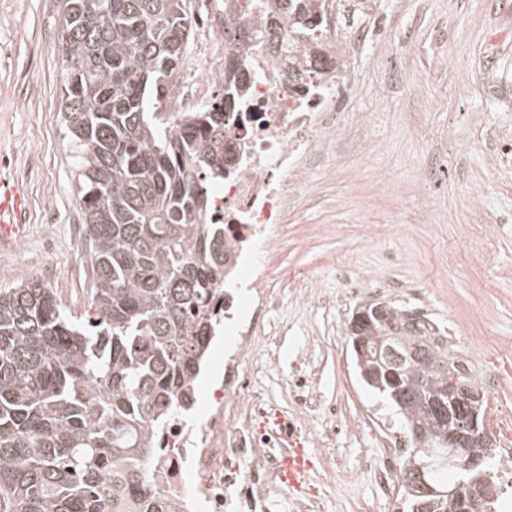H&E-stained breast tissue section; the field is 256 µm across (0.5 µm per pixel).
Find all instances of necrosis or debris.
<instances>
[{
  "instance_id": "obj_1",
  "label": "necrosis or debris",
  "mask_w": 512,
  "mask_h": 512,
  "mask_svg": "<svg viewBox=\"0 0 512 512\" xmlns=\"http://www.w3.org/2000/svg\"><path fill=\"white\" fill-rule=\"evenodd\" d=\"M320 33L301 54L289 53L285 41L267 42L254 50L253 65L245 70L246 92L238 106L243 120L231 135L236 164L214 191L210 221L224 228L230 275L250 271V313L237 314L235 300L223 301L221 310L237 331L235 348L224 355L212 383L205 421H189L178 411L160 429L143 474L148 512H321L336 487V460L330 457L314 493L294 492L284 505L272 496L282 481L283 440L280 432L256 426L271 406L251 391L243 368L257 342L255 323L270 320L278 301L262 263L243 250L274 246L290 192L305 179L310 160L347 127L342 116L354 90L351 45L339 38L336 0L325 2ZM291 389L294 402L282 420L296 434L310 428L315 387L298 376ZM357 417L373 423L381 450L361 465L373 475L386 512H403L402 465L410 442L400 428L382 422L374 407L360 406ZM346 429L328 418L310 428L311 439L328 447Z\"/></svg>"
}]
</instances>
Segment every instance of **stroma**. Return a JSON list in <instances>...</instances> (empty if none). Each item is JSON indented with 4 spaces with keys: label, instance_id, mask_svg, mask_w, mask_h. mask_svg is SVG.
<instances>
[{
    "label": "stroma",
    "instance_id": "1",
    "mask_svg": "<svg viewBox=\"0 0 512 512\" xmlns=\"http://www.w3.org/2000/svg\"><path fill=\"white\" fill-rule=\"evenodd\" d=\"M63 8L64 0H0V179L27 183V263L55 264L47 285L80 318L92 273L69 233L82 216L62 119ZM188 8L194 30L174 86L187 64L207 67L224 41L217 0H188ZM343 30L363 37L346 106L359 123L337 137L332 157L310 161L265 259L281 305L277 331H259L256 352L267 364L255 387L289 409L288 376L311 350L323 405L345 408L358 397L384 407L359 381L347 330L381 286L390 302L425 297L433 321L495 375L489 401L512 408V153H499L492 133L498 100H512V0H370L369 11L345 15ZM367 124L376 142L365 153ZM424 191L433 206L420 204ZM340 262L367 280L358 301L341 300ZM310 275L329 304L299 298L298 283ZM374 436L369 425L336 440V460L354 469L356 484L330 494L328 512H383L372 476L360 469L377 453Z\"/></svg>",
    "mask_w": 512,
    "mask_h": 512
}]
</instances>
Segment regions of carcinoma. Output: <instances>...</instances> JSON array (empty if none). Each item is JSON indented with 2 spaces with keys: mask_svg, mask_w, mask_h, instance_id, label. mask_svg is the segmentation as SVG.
Wrapping results in <instances>:
<instances>
[{
  "mask_svg": "<svg viewBox=\"0 0 512 512\" xmlns=\"http://www.w3.org/2000/svg\"><path fill=\"white\" fill-rule=\"evenodd\" d=\"M65 0L60 28L64 119L78 169V203L94 282L76 319L51 288L24 278L0 289V503L9 512H112L139 497L140 470L178 393L194 384L205 332L224 282V237L209 216L210 184L224 178V141L242 83L198 112L171 120L169 77L186 51L187 0ZM322 0H224V35L245 50L286 23L294 45L316 31ZM368 321L367 364L401 365L396 388L373 389L405 417L403 473L424 465L448 486L461 468L437 447L456 420L448 347L388 302L358 309ZM458 382L480 397L472 378ZM483 502L496 495L482 478ZM405 491L415 512H451L448 500Z\"/></svg>",
  "mask_w": 512,
  "mask_h": 512,
  "instance_id": "carcinoma-1",
  "label": "carcinoma"
}]
</instances>
